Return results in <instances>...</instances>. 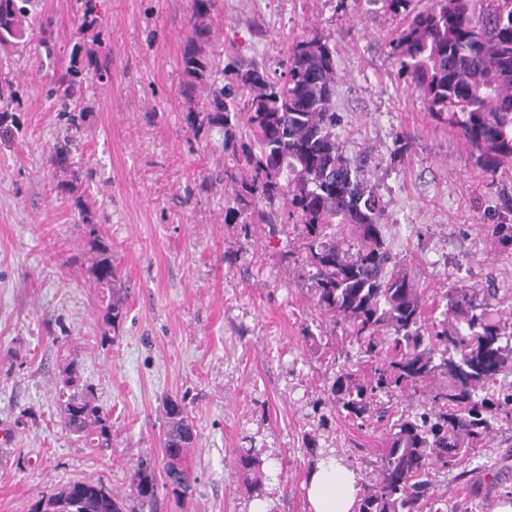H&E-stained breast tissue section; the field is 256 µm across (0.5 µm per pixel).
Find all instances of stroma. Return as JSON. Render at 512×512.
<instances>
[{"instance_id":"obj_1","label":"stroma","mask_w":512,"mask_h":512,"mask_svg":"<svg viewBox=\"0 0 512 512\" xmlns=\"http://www.w3.org/2000/svg\"><path fill=\"white\" fill-rule=\"evenodd\" d=\"M193 0H32L34 37L0 51V512H29L77 480L128 490L140 461L159 483L157 512H310L304 486L335 456L359 483L379 476L385 425L358 427L329 395L349 346L314 307L293 241L272 237L261 211L226 217L233 155L184 93L183 45ZM205 52L228 67L278 76L292 38L338 48V134L348 154L372 152L369 178L387 203L384 234L427 300L446 308L449 285L487 280L512 289V248L492 237L507 216L470 147L407 89L387 41L403 23L375 0H216ZM108 73L51 95L61 72ZM199 126L190 133L189 123ZM418 147L391 161L394 136ZM68 144L74 171L47 158ZM92 213L125 281L112 342L82 258L81 211ZM112 419V445L87 448L57 408L60 356ZM184 399L197 430L189 499L165 488V397ZM263 462L262 495L243 481L240 450ZM459 470L431 475L438 512H493L512 492V425L496 427Z\"/></svg>"}]
</instances>
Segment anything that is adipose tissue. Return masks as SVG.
<instances>
[{
	"label": "adipose tissue",
	"instance_id": "obj_1",
	"mask_svg": "<svg viewBox=\"0 0 512 512\" xmlns=\"http://www.w3.org/2000/svg\"><path fill=\"white\" fill-rule=\"evenodd\" d=\"M358 493L351 470L334 457L319 459L307 487L312 512H354Z\"/></svg>",
	"mask_w": 512,
	"mask_h": 512
}]
</instances>
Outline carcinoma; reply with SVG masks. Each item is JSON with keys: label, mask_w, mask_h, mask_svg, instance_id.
<instances>
[{"label": "carcinoma", "mask_w": 512, "mask_h": 512, "mask_svg": "<svg viewBox=\"0 0 512 512\" xmlns=\"http://www.w3.org/2000/svg\"><path fill=\"white\" fill-rule=\"evenodd\" d=\"M385 13L407 17L389 41L399 77L418 93L431 117L477 152L478 166L494 185L512 165V0H379ZM30 0H0V48H17L34 35ZM214 0H193L196 24L182 56L187 90L206 92L209 121L224 127V144L243 123L245 141L233 150L247 176L233 180L236 212L270 207L272 234L296 233L309 268L315 306L344 329L370 366L367 377L342 365L331 387L338 411L354 422L383 421L380 396L429 386L430 408L389 424L379 478L363 486L356 512H424L432 471L467 463L494 424L512 423V389L491 390L512 369V312L494 309L499 289L448 287L446 318L426 323L424 292L400 266L382 235L385 202L366 177L375 157L351 156L336 134L340 77L336 45L296 36L283 73L269 78L256 68L239 70L234 84H218V63L202 54L200 40ZM417 148L395 137L392 160ZM88 270L103 307L100 335L112 341L123 318V288L112 248L91 213L82 212ZM58 402L66 430L87 448L112 447L109 413L93 389L81 384L78 364L60 359ZM166 461L171 493L185 496L195 482L191 449L196 432L184 401L164 406ZM260 460L239 455L251 480ZM139 510H156L154 467L140 461L129 477ZM30 512H127L125 500L101 482L73 481L41 496Z\"/></svg>", "instance_id": "carcinoma-1"}]
</instances>
